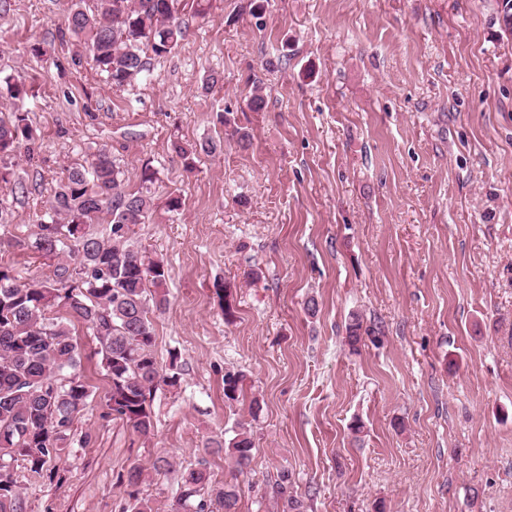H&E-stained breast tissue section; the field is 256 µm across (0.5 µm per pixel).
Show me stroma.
I'll return each instance as SVG.
<instances>
[{"instance_id": "obj_1", "label": "stroma", "mask_w": 512, "mask_h": 512, "mask_svg": "<svg viewBox=\"0 0 512 512\" xmlns=\"http://www.w3.org/2000/svg\"><path fill=\"white\" fill-rule=\"evenodd\" d=\"M249 3L183 11L181 47L125 90L60 41L70 0L0 7V75L33 86L20 106L39 134L34 160L17 158L28 194L0 189V263L51 276L23 243L89 153L107 148L132 175L151 161L159 205L131 236L169 270L157 361L175 349L183 364L179 388L154 390L155 430L140 437L108 416L97 342L76 325L94 398L63 483L16 465L24 512H120L118 472L160 456L179 470L204 458L230 479L203 446L239 424L255 442L239 512H276L284 468L306 512H512V37L497 0H269L260 23ZM42 41L51 55L32 57ZM225 111L248 147L217 121ZM176 138L224 151L189 173ZM171 193L183 206L170 213ZM354 312L376 330L355 352ZM228 372L245 376L233 404Z\"/></svg>"}]
</instances>
